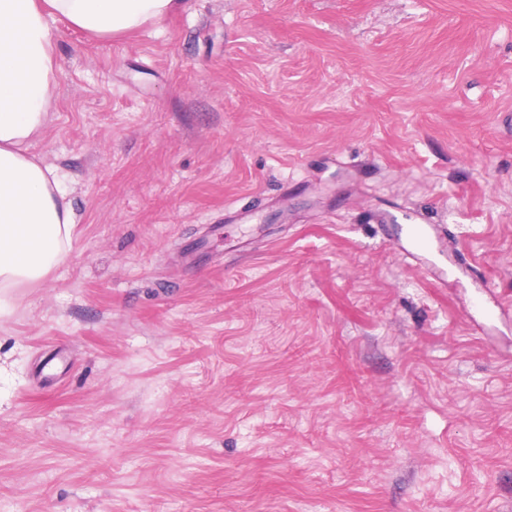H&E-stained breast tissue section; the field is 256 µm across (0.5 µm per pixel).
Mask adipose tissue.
Segmentation results:
<instances>
[{
    "label": "adipose tissue",
    "mask_w": 512,
    "mask_h": 512,
    "mask_svg": "<svg viewBox=\"0 0 512 512\" xmlns=\"http://www.w3.org/2000/svg\"><path fill=\"white\" fill-rule=\"evenodd\" d=\"M181 0H0V312L6 289L46 278L70 253L76 215L63 176L29 154L49 120L56 20L100 36L161 22Z\"/></svg>",
    "instance_id": "ef3b65f1"
}]
</instances>
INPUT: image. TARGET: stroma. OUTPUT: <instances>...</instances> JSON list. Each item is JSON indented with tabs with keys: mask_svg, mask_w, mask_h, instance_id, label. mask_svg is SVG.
<instances>
[{
	"mask_svg": "<svg viewBox=\"0 0 512 512\" xmlns=\"http://www.w3.org/2000/svg\"><path fill=\"white\" fill-rule=\"evenodd\" d=\"M53 35L78 224L0 314V512H512V0Z\"/></svg>",
	"mask_w": 512,
	"mask_h": 512,
	"instance_id": "1",
	"label": "stroma"
}]
</instances>
